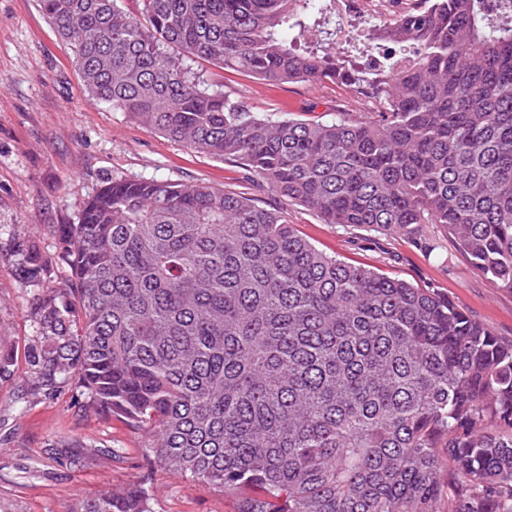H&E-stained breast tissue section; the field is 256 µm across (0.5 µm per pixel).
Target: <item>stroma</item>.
<instances>
[{
    "label": "stroma",
    "mask_w": 512,
    "mask_h": 512,
    "mask_svg": "<svg viewBox=\"0 0 512 512\" xmlns=\"http://www.w3.org/2000/svg\"><path fill=\"white\" fill-rule=\"evenodd\" d=\"M224 93L262 115L309 122L369 118L373 104L342 85L272 86L207 62L195 65ZM157 178L244 193L280 211L299 235L341 261L445 294L498 336L512 339V292L495 288L437 224L421 238L327 224L314 212L256 187L241 163L174 142L90 100L71 51L37 0H0V343L16 355L0 379V512H71L78 502L144 484L152 512H231L223 493L170 473L146 457L145 437L124 419L95 412L68 385L48 395L28 373L40 291L61 286L68 267L36 288L18 274L12 242L54 249L52 224L77 223L86 201L112 178ZM433 241L424 248L423 239Z\"/></svg>",
    "instance_id": "1"
}]
</instances>
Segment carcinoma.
Returning a JSON list of instances; mask_svg holds the SVG:
<instances>
[{
	"mask_svg": "<svg viewBox=\"0 0 512 512\" xmlns=\"http://www.w3.org/2000/svg\"><path fill=\"white\" fill-rule=\"evenodd\" d=\"M92 100L241 162L327 224H439L512 292V0H417L388 43L335 0H38ZM380 55L373 66L356 58ZM202 60L379 101L330 124L253 112ZM55 250L13 241L37 297V388L73 382L151 461L234 512H512V340L444 294L319 251L242 193L114 178ZM75 512H151L133 485Z\"/></svg>",
	"mask_w": 512,
	"mask_h": 512,
	"instance_id": "1",
	"label": "carcinoma"
}]
</instances>
